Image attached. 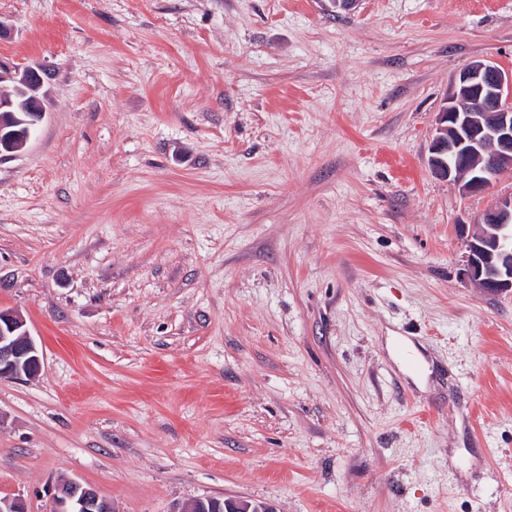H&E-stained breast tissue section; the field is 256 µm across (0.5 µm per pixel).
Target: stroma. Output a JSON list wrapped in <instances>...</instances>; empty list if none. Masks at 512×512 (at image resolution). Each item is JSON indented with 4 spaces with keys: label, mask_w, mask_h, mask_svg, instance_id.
<instances>
[{
    "label": "stroma",
    "mask_w": 512,
    "mask_h": 512,
    "mask_svg": "<svg viewBox=\"0 0 512 512\" xmlns=\"http://www.w3.org/2000/svg\"><path fill=\"white\" fill-rule=\"evenodd\" d=\"M47 112L0 160V496L117 512H512V293L428 166L512 0H0ZM411 345L406 369L389 347ZM38 345L23 317L0 309V379H31L41 370ZM51 512H115L112 502L90 485L67 480L56 488ZM252 506V503L248 501L198 498L174 512H255L252 510Z\"/></svg>",
    "instance_id": "stroma-1"
}]
</instances>
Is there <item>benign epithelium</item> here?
I'll return each mask as SVG.
<instances>
[{
  "label": "benign epithelium",
  "mask_w": 512,
  "mask_h": 512,
  "mask_svg": "<svg viewBox=\"0 0 512 512\" xmlns=\"http://www.w3.org/2000/svg\"><path fill=\"white\" fill-rule=\"evenodd\" d=\"M22 101L0 96V156H16L31 140V129L46 114L38 69L0 60V85ZM429 168L465 195L484 193L493 180L512 173V70L488 59L463 64L438 113ZM467 275L485 292L512 290V194L497 199L475 222L467 241ZM38 345L23 317L0 309V379H31L41 370ZM51 512H115L112 502L91 486L67 480L56 488ZM175 512H254L248 501L198 498Z\"/></svg>",
  "instance_id": "1"
}]
</instances>
